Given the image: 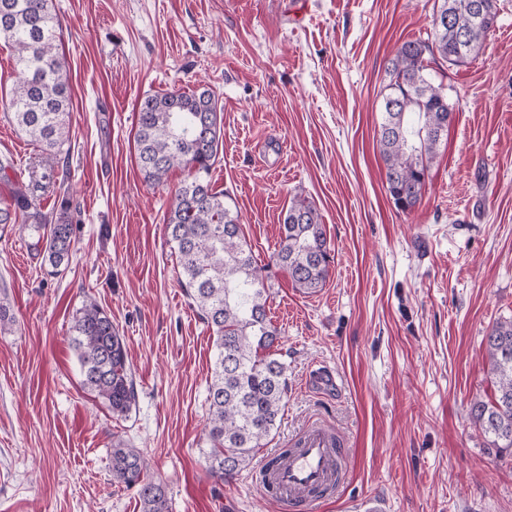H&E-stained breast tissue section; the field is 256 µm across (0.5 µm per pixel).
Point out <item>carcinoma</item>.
<instances>
[{"label":"carcinoma","instance_id":"1","mask_svg":"<svg viewBox=\"0 0 512 512\" xmlns=\"http://www.w3.org/2000/svg\"><path fill=\"white\" fill-rule=\"evenodd\" d=\"M487 18L475 19L476 2ZM448 23L430 21L427 38L406 41L388 67L379 150L386 189L394 206L410 212L419 203L425 175L453 112L441 85L428 78V64L441 59L468 63L480 52L500 13V0H438ZM53 0H0V41L13 52L16 83L0 111L41 151L46 177L61 162L69 134L72 102L69 65L60 53ZM219 99L210 88L151 94L138 106L137 162L144 180L165 182L174 168L188 172L166 214L164 231L180 266L179 284L201 319L212 329L217 348L206 401L204 462L218 481L249 466L256 449L276 428L288 391L286 364L272 353L278 331L267 318L271 285L256 264L238 216L214 191L210 169L222 141ZM33 184L0 199V224L21 222L36 235L34 249L53 268L73 256L77 206L63 192L56 211L43 213ZM304 294L323 288L330 271L325 225L316 208L296 196L290 202L274 253ZM71 344L80 363L82 387L117 415L136 402L125 337L96 300L76 311ZM489 375L497 393L477 401L472 418L500 453L512 450V320H501L486 336ZM112 477L138 488L142 512H169L166 486L149 474L134 448L112 449Z\"/></svg>","mask_w":512,"mask_h":512}]
</instances>
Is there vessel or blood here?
Segmentation results:
<instances>
[{"instance_id": "obj_1", "label": "vessel or blood", "mask_w": 512, "mask_h": 512, "mask_svg": "<svg viewBox=\"0 0 512 512\" xmlns=\"http://www.w3.org/2000/svg\"><path fill=\"white\" fill-rule=\"evenodd\" d=\"M288 457L272 456L260 467L263 489L286 507L316 512L321 500L334 492L336 475L345 460L342 442L321 426L299 436Z\"/></svg>"}]
</instances>
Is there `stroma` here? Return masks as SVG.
I'll return each instance as SVG.
<instances>
[{"label": "stroma", "mask_w": 512, "mask_h": 512, "mask_svg": "<svg viewBox=\"0 0 512 512\" xmlns=\"http://www.w3.org/2000/svg\"><path fill=\"white\" fill-rule=\"evenodd\" d=\"M437 0H53L73 89L66 185L75 254L51 272L27 225L0 224V512H142L112 478L116 443L139 450L169 512H284L254 469L218 482L203 428L211 331L164 233L186 174L146 183L135 161L148 94L212 88L223 144L215 190L268 267L274 345L288 365L276 430L256 462L326 425L347 469L322 512H512V456L496 458L474 402L496 386L484 338L512 317V0L479 55L430 65L455 116L419 204L390 200L378 148L387 67L425 38ZM0 196L41 175L39 148L0 117ZM316 207L330 276L293 288L275 268L291 199ZM112 316L137 390L113 415L80 385L70 326L87 298Z\"/></svg>", "instance_id": "35a3bbf8"}]
</instances>
